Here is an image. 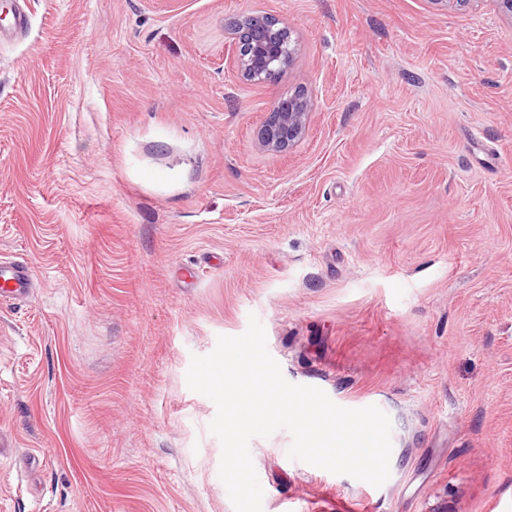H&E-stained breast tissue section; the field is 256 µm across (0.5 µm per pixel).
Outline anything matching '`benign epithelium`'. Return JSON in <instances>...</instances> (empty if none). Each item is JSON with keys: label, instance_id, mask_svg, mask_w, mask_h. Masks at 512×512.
Wrapping results in <instances>:
<instances>
[{"label": "benign epithelium", "instance_id": "1", "mask_svg": "<svg viewBox=\"0 0 512 512\" xmlns=\"http://www.w3.org/2000/svg\"><path fill=\"white\" fill-rule=\"evenodd\" d=\"M232 63L246 80L265 82L290 67L295 45L288 24L264 13H248L226 32ZM314 110L312 97L303 89L280 97L262 131L265 147L282 151L305 134Z\"/></svg>", "mask_w": 512, "mask_h": 512}]
</instances>
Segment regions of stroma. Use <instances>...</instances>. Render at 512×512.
Here are the masks:
<instances>
[{"instance_id": "stroma-1", "label": "stroma", "mask_w": 512, "mask_h": 512, "mask_svg": "<svg viewBox=\"0 0 512 512\" xmlns=\"http://www.w3.org/2000/svg\"><path fill=\"white\" fill-rule=\"evenodd\" d=\"M253 11L297 43L273 82L224 63ZM1 258L33 286L0 299V512H234L186 372L253 316L288 382L392 423L378 488L251 439L262 512H512L495 0H0ZM314 110L312 97L304 89L280 97L262 131L265 147L282 151L305 134Z\"/></svg>"}]
</instances>
